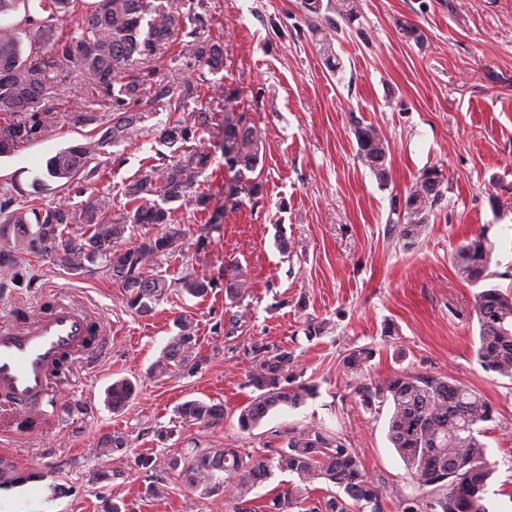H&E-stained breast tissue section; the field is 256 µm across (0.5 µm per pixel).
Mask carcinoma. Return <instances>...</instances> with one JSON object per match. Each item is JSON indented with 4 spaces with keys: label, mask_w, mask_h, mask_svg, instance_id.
I'll return each instance as SVG.
<instances>
[{
    "label": "carcinoma",
    "mask_w": 512,
    "mask_h": 512,
    "mask_svg": "<svg viewBox=\"0 0 512 512\" xmlns=\"http://www.w3.org/2000/svg\"><path fill=\"white\" fill-rule=\"evenodd\" d=\"M53 10L44 24L24 16L37 46L24 51L15 24L0 25V155L10 154L38 138L48 135L58 124L55 110L41 101L59 94L73 67L81 71L83 82L77 95L81 110L70 113L76 124H90L98 116L91 106L112 105L102 141L117 144L139 130L145 115L129 110L132 102L145 101L151 107L187 116L159 129V141L171 148L160 153L159 164L150 165L125 186L128 203L135 206L129 218L113 219L108 207L88 201L81 209L67 204L35 214L37 237H29L27 212L14 210L0 225V237L11 236L18 247L37 244L50 248L57 265L80 271L97 265L112 275L124 288L126 305L134 313L149 312L170 287L168 280L150 273L162 258L185 256L186 232L178 228L176 209L169 206L180 200L208 209L211 199L202 187L201 177L210 165L212 153L201 133L206 114L189 110L197 91L194 83L180 77L164 82L156 69L142 72L134 64L155 61L164 54L169 39L181 31L191 38L196 29L185 30L183 14L173 9L171 0H52ZM302 9L321 34L319 52L332 71L339 68L333 41L323 25L336 28L331 14L348 23L358 19V0H302ZM81 12V32L64 37L56 23ZM199 62L214 73L223 68L219 46L194 44ZM354 136L358 156L380 186L390 180L389 145L382 131L372 125L357 124ZM193 142L188 153L175 155L172 147L183 148ZM262 136L244 112L224 113L222 152L236 182L229 197L239 203L243 196L256 200L262 184L250 177L260 164ZM98 144L89 141L60 150L46 165L49 178L65 183L89 181L98 174L95 164ZM445 175L437 165L423 168L407 196L394 204L402 210L398 225L400 238L413 244L425 232L428 213L442 200ZM153 224L159 232L147 235L134 246L120 242L130 224ZM81 224L84 231L66 240L63 228ZM494 245L483 232L461 243L453 255L456 274L464 281L479 284L491 276ZM178 282L193 297L207 294L212 282L181 277ZM224 291L231 305H240L249 291L248 272L238 263L224 269ZM474 314L478 324L476 358L488 373L512 379V294L485 288L474 295ZM177 333L153 363L154 373L165 376L173 370L198 371L203 360L197 356L198 338L193 323L185 317L176 320ZM248 353L255 359L247 375V385L255 397L240 408L237 426L252 432L268 414L280 407H296L316 395L317 386L302 381L297 357L284 347L254 342ZM370 346H356L342 360L346 375L358 379L355 392L368 411L383 407L390 411L387 436L419 490L405 494L387 487L367 475L348 441L317 426L292 429L286 442L269 446L260 455L237 448H213L191 455L173 454L163 459L151 453L135 457V465L149 473L164 466L189 486L209 496H221L230 512H262L253 505L252 491L272 476L273 470L295 475L298 481L272 492L265 504L268 512H489L486 502L488 480L495 471L487 459L482 440L483 424L495 421V408L479 393L454 377L402 372L385 380H363L364 367L374 357ZM125 379L112 383L108 400L112 410L124 409L133 393ZM189 425L210 427L224 420V408L193 399L178 409ZM126 438L117 433L99 445L104 453L122 452ZM322 481L327 493L314 498L309 485Z\"/></svg>",
    "instance_id": "carcinoma-1"
}]
</instances>
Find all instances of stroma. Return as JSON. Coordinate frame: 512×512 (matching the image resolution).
<instances>
[{"instance_id":"1","label":"stroma","mask_w":512,"mask_h":512,"mask_svg":"<svg viewBox=\"0 0 512 512\" xmlns=\"http://www.w3.org/2000/svg\"><path fill=\"white\" fill-rule=\"evenodd\" d=\"M301 2L204 0L197 37L221 46L223 70L209 73L184 36L154 63L161 79L211 77L231 94L225 105L206 91L194 103L207 113L214 146L208 185L216 221L205 223L194 204H177L182 229L207 245L153 267L173 282L184 275L214 282L206 296H190L174 283L151 312L134 314L102 270L77 274L43 250L17 251L0 239V253L10 258L0 273V313L37 299L64 300L90 307L104 325L100 349L75 359L55 386L52 429L7 448V458L39 477L9 488L0 512H100L106 499L131 512H224L222 498L189 490L161 468L143 472L135 455L162 459L205 448L255 454L273 434L307 425L341 433L368 475L415 493L387 439L388 412L363 409L355 380L342 369L348 350L361 345L376 350L365 371L369 380L402 372L449 375L497 409L496 421L484 426L488 459L497 465L487 502L489 512H512V380L478 363L472 309L478 288L461 281L452 265L462 242L487 231L496 262L486 284L512 293V0H359L358 19L337 20L332 34L336 71L324 65ZM404 21L421 30L423 44L403 36ZM47 105L60 123L51 136L0 157V200L44 210L102 197L111 217L131 212L124 187L159 149L155 133L175 114L149 111L132 139L101 144L94 180L43 186L50 156L103 131L99 121L71 124L72 94ZM228 110L246 113L263 140V195L234 210L224 207L232 174L220 151ZM359 123L379 127L389 141L388 186L357 154ZM432 165L444 170V196L409 246L393 230V204ZM282 238L284 254L277 247ZM235 261L248 272L249 294L228 338L219 326L230 307L222 283L225 265ZM182 316L193 321L206 362L192 375H154L151 366ZM310 320L323 325L313 341L304 335ZM388 324L394 336H384ZM254 341L295 351L318 394L277 408L247 434L236 419L253 397L245 381L254 360L245 349ZM124 378L135 391L116 412L106 391ZM192 399L223 404V422L184 424L177 409ZM115 432L129 442L128 455L118 460L97 449ZM152 482L166 491L144 498Z\"/></svg>"}]
</instances>
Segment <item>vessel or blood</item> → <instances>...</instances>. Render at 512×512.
Returning <instances> with one entry per match:
<instances>
[{
	"label": "vessel or blood",
	"mask_w": 512,
	"mask_h": 512,
	"mask_svg": "<svg viewBox=\"0 0 512 512\" xmlns=\"http://www.w3.org/2000/svg\"><path fill=\"white\" fill-rule=\"evenodd\" d=\"M97 333L89 313L63 301L1 318L0 412L24 419L28 435L49 430V388L60 361L91 350Z\"/></svg>",
	"instance_id": "b4317fda"
}]
</instances>
